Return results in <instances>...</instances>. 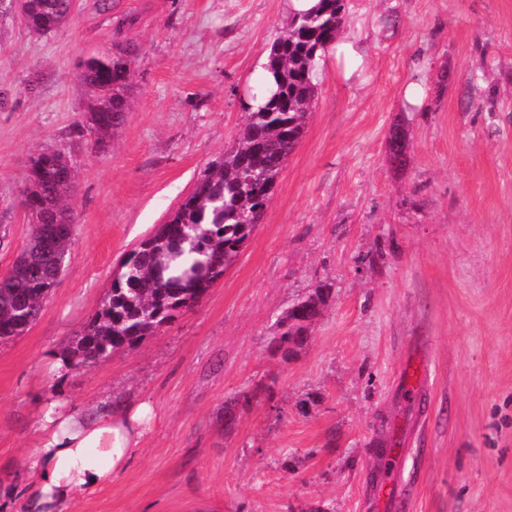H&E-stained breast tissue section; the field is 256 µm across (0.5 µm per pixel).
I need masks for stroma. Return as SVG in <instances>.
I'll return each mask as SVG.
<instances>
[{"mask_svg":"<svg viewBox=\"0 0 512 512\" xmlns=\"http://www.w3.org/2000/svg\"><path fill=\"white\" fill-rule=\"evenodd\" d=\"M99 2L47 34L0 13V274L33 230L17 203L31 157L60 152L77 178L63 272L38 320L0 343V480L23 484L43 401L148 399L156 423L126 470L62 512H369L392 466L406 512H512V0H344L364 82L326 58L245 251L191 310L89 367L76 333L233 145L287 18L286 0ZM120 41L138 49L130 110L98 150L81 63ZM419 79L415 110L403 89ZM323 284L320 316L281 348L278 319ZM410 362L413 394L399 383ZM398 438L392 464L378 451Z\"/></svg>","mask_w":512,"mask_h":512,"instance_id":"35a3bbf8","label":"stroma"}]
</instances>
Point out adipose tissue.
<instances>
[{
	"mask_svg": "<svg viewBox=\"0 0 512 512\" xmlns=\"http://www.w3.org/2000/svg\"><path fill=\"white\" fill-rule=\"evenodd\" d=\"M157 418L151 401L120 411L82 412L60 401L40 406L37 446L24 461L31 480L24 512H58L77 494L109 485L128 466Z\"/></svg>",
	"mask_w": 512,
	"mask_h": 512,
	"instance_id": "adipose-tissue-1",
	"label": "adipose tissue"
}]
</instances>
